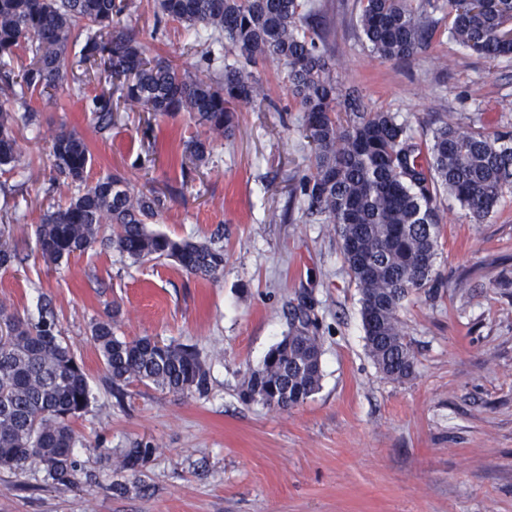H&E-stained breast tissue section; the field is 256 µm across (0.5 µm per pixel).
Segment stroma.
I'll use <instances>...</instances> for the list:
<instances>
[{"instance_id": "1", "label": "stroma", "mask_w": 512, "mask_h": 512, "mask_svg": "<svg viewBox=\"0 0 512 512\" xmlns=\"http://www.w3.org/2000/svg\"><path fill=\"white\" fill-rule=\"evenodd\" d=\"M131 3L147 56L202 63L205 33L175 22L155 29V0ZM316 8L331 30L337 80L358 88L369 111L395 113L419 141L444 122L512 131V59L492 62L450 41L447 9L431 10L422 49L382 61L356 29V0ZM260 72L270 100L239 104L234 136L215 141L187 181L181 140L205 133L188 113L156 116L118 102L111 127L98 131L91 100L112 90L101 73L30 100L38 116L17 134L27 167L0 174V225L11 226L23 257L0 269V303L32 320L51 304L83 361L94 400L76 423L74 453L92 479L66 486L36 465L0 468V512H512V193L480 223L438 196L432 279L400 310L415 375L389 381L366 350L335 226L305 217L294 192L313 169L300 106L276 60ZM63 128L88 143L92 177L117 171L164 199L155 231L218 239L223 275L204 280L167 259L134 265L100 243L46 261L36 226L48 203L72 194L53 180L52 141ZM145 156L150 165L136 167ZM302 305L321 336L318 392L288 411L243 401V371L262 364ZM113 307L119 338L194 347L209 368L208 393L134 382L116 399L89 332ZM139 443L154 454L137 473L119 471L116 457Z\"/></svg>"}]
</instances>
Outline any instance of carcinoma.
Returning a JSON list of instances; mask_svg holds the SVG:
<instances>
[{
	"label": "carcinoma",
	"mask_w": 512,
	"mask_h": 512,
	"mask_svg": "<svg viewBox=\"0 0 512 512\" xmlns=\"http://www.w3.org/2000/svg\"><path fill=\"white\" fill-rule=\"evenodd\" d=\"M358 23L370 53L407 58L424 43L432 0H358ZM450 40L496 61L512 57V0H446ZM129 0H0V172L22 166L15 130L36 112L18 113L10 100L51 96L74 68L88 64L106 74L132 111L186 112L211 138L184 142L199 167L211 141L230 139L236 102L270 99L258 69L272 58L286 68L285 87L304 112L302 134L315 170L299 184L305 214L336 226L344 262L359 291L366 348L387 379L414 376L415 355L402 330L400 308L409 293L427 286L438 251L440 191L458 200L477 221L512 193V133L459 131L445 123L417 144L392 112H367L355 88L336 80V61L325 32L312 23L308 0H157L156 22L201 27L236 56L217 75L191 72L168 58H148L123 25ZM82 43L79 55L69 47ZM99 129L112 124V97L92 99ZM56 181L77 189L65 204L46 207L37 225L42 257L59 262L106 241L134 264L165 257L202 279L224 272V246L213 240H177L148 229L164 200L137 192L118 174L88 184L94 158L80 135L61 131L53 143ZM23 258L0 232V267ZM112 314L93 323L91 339L121 394L130 382L168 392L208 391L209 369L192 347L151 337L131 341L114 334ZM321 343L305 307L294 309L288 332L263 363L247 369L245 402L288 410L321 386ZM83 363L60 335L51 311L25 320L0 304V468L40 465L62 484L79 481L73 422L91 403ZM154 454L149 445L125 448L117 468L136 473Z\"/></svg>",
	"instance_id": "obj_1"
}]
</instances>
